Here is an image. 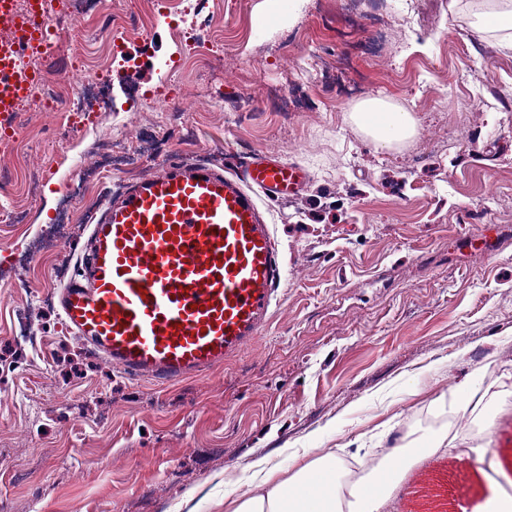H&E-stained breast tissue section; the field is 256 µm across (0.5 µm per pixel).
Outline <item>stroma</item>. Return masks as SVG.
<instances>
[{
	"label": "stroma",
	"mask_w": 512,
	"mask_h": 512,
	"mask_svg": "<svg viewBox=\"0 0 512 512\" xmlns=\"http://www.w3.org/2000/svg\"><path fill=\"white\" fill-rule=\"evenodd\" d=\"M167 0L156 27L141 0H112L127 50L158 39L142 74L149 101L63 125L26 114L39 140L24 166L0 149V500L8 512H224L248 493L250 464L289 467L295 451L377 458L413 428L436 427L435 401L469 384L468 425L417 462L384 512H426L431 493L469 487L458 512L512 497V48L477 33L475 0H208L214 47L167 69ZM82 51L44 61L57 82L110 38L81 18ZM411 112L415 136L376 147L353 124L356 103ZM140 144L104 175L92 144ZM303 166L306 188L261 199L284 275L268 331L202 380L159 388L113 371L39 312L37 342L11 340L21 313L78 270L86 214L123 182L172 160L229 170L254 152ZM86 198L66 203L75 188Z\"/></svg>",
	"instance_id": "stroma-1"
}]
</instances>
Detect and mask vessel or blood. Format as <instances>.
I'll use <instances>...</instances> for the list:
<instances>
[{
  "label": "vessel or blood",
  "instance_id": "1",
  "mask_svg": "<svg viewBox=\"0 0 512 512\" xmlns=\"http://www.w3.org/2000/svg\"><path fill=\"white\" fill-rule=\"evenodd\" d=\"M45 39L33 10L0 46V118L28 93L20 46ZM294 163L257 157L230 175L170 164L122 189L93 224L78 273L54 289L70 331L133 380L166 387L222 369L267 331L283 279L256 197L297 195Z\"/></svg>",
  "mask_w": 512,
  "mask_h": 512
}]
</instances>
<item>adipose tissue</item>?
Wrapping results in <instances>:
<instances>
[{
	"label": "adipose tissue",
	"mask_w": 512,
	"mask_h": 512,
	"mask_svg": "<svg viewBox=\"0 0 512 512\" xmlns=\"http://www.w3.org/2000/svg\"><path fill=\"white\" fill-rule=\"evenodd\" d=\"M473 27L480 32H504L505 43L512 45V0H482ZM351 119L381 148L403 142L415 132L409 112L378 98L359 102ZM447 436L441 429L411 433L407 442L382 456L377 468L356 480L329 453L286 471L256 465L250 492L226 502V512H382L407 470L434 454Z\"/></svg>",
	"instance_id": "ef3b65f1"
}]
</instances>
